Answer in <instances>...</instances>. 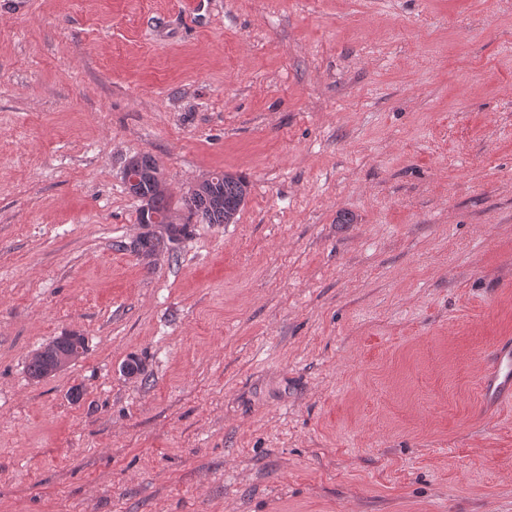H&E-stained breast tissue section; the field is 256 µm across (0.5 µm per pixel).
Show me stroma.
<instances>
[{
  "label": "stroma",
  "mask_w": 512,
  "mask_h": 512,
  "mask_svg": "<svg viewBox=\"0 0 512 512\" xmlns=\"http://www.w3.org/2000/svg\"><path fill=\"white\" fill-rule=\"evenodd\" d=\"M506 341L512 0H0V512H512ZM139 162L144 170L153 169L152 157H139ZM139 162L136 158H132L124 166L123 181L127 191L139 197L138 186H140V198L148 197L151 209L162 219L170 218L176 221L177 225H173L174 232H179L180 235L185 233L188 224H192L194 218L196 223L201 224H229L231 219L234 222L244 205L247 195L246 181L231 173L217 172L212 179L207 176L190 188L185 195H193L188 199L182 196L179 208L172 207L170 194L158 193L153 178L148 177L140 182ZM212 180L217 182L211 189L207 187L199 191L203 186L209 185ZM53 342H55L56 349L61 350L63 352H69L74 346L69 336H60L56 338ZM81 344L82 350L81 348L74 346V349L71 353L64 356L55 357L51 364L49 365L47 371L43 373L42 378H40V375L44 370L45 362L42 360H33L32 358H30L27 365V371L29 375L32 378L43 379L45 377H49L51 375H54L58 372L65 370L72 362L76 361L81 356L82 352L85 350V340L83 337ZM481 391L486 399H499L512 391V347L501 346L496 350L495 364L484 375Z\"/></svg>",
  "instance_id": "35a3bbf8"
}]
</instances>
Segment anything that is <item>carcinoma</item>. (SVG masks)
I'll list each match as a JSON object with an SVG mask.
<instances>
[{"instance_id": "cac0c4a2", "label": "carcinoma", "mask_w": 512, "mask_h": 512, "mask_svg": "<svg viewBox=\"0 0 512 512\" xmlns=\"http://www.w3.org/2000/svg\"><path fill=\"white\" fill-rule=\"evenodd\" d=\"M213 188H205L190 198H181L180 207H173L170 195L156 191L153 178L140 182L141 196L148 198L151 209L162 218L177 222L174 231L185 233L188 224H226L236 218L244 205L247 183L231 173L218 172L213 176ZM173 239L151 235L145 239L142 248L151 253L171 250Z\"/></svg>"}]
</instances>
